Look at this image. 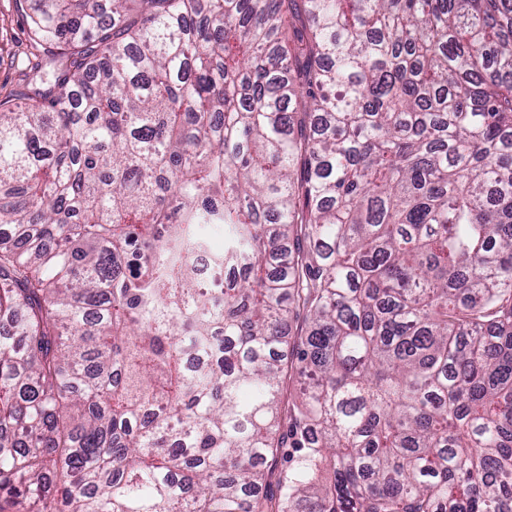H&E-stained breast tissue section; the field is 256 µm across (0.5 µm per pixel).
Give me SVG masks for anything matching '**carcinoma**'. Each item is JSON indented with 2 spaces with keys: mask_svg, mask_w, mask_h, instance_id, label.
Segmentation results:
<instances>
[{
  "mask_svg": "<svg viewBox=\"0 0 512 512\" xmlns=\"http://www.w3.org/2000/svg\"><path fill=\"white\" fill-rule=\"evenodd\" d=\"M128 2L16 0L0 512H512V0Z\"/></svg>",
  "mask_w": 512,
  "mask_h": 512,
  "instance_id": "carcinoma-1",
  "label": "carcinoma"
}]
</instances>
